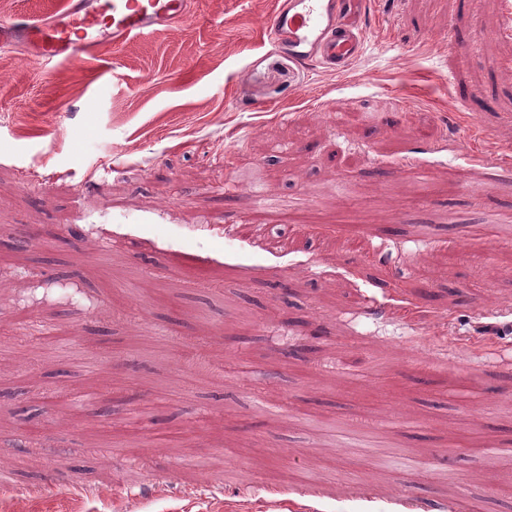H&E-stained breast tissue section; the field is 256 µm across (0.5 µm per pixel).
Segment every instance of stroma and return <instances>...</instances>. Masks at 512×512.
Returning a JSON list of instances; mask_svg holds the SVG:
<instances>
[{
    "label": "stroma",
    "mask_w": 512,
    "mask_h": 512,
    "mask_svg": "<svg viewBox=\"0 0 512 512\" xmlns=\"http://www.w3.org/2000/svg\"><path fill=\"white\" fill-rule=\"evenodd\" d=\"M277 5L0 53V512H512V461L451 448L512 444L506 0H372L343 73L272 51ZM256 187L321 254L238 235Z\"/></svg>",
    "instance_id": "1"
}]
</instances>
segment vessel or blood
I'll return each mask as SVG.
<instances>
[{
  "instance_id": "vessel-or-blood-1",
  "label": "vessel or blood",
  "mask_w": 512,
  "mask_h": 512,
  "mask_svg": "<svg viewBox=\"0 0 512 512\" xmlns=\"http://www.w3.org/2000/svg\"><path fill=\"white\" fill-rule=\"evenodd\" d=\"M366 0H281L268 25L280 54L345 72L366 50ZM193 0H63L46 16L0 23V52L24 50L45 62L82 63L112 47L186 21Z\"/></svg>"
}]
</instances>
